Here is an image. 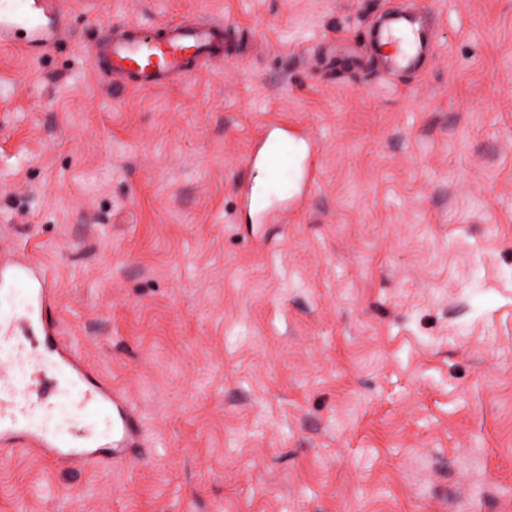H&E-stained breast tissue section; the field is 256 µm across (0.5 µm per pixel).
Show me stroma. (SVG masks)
I'll use <instances>...</instances> for the list:
<instances>
[{"mask_svg":"<svg viewBox=\"0 0 512 512\" xmlns=\"http://www.w3.org/2000/svg\"><path fill=\"white\" fill-rule=\"evenodd\" d=\"M0 46V253L153 455L0 458V512H512V0H58ZM436 54L379 75L370 27ZM224 25L188 79L113 80V28ZM305 132L299 205L243 209L263 129ZM371 39L383 65L393 71L420 69L432 57V37L414 12L390 14Z\"/></svg>","mask_w":512,"mask_h":512,"instance_id":"35a3bbf8","label":"stroma"}]
</instances>
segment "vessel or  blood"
Wrapping results in <instances>:
<instances>
[{
  "mask_svg": "<svg viewBox=\"0 0 512 512\" xmlns=\"http://www.w3.org/2000/svg\"><path fill=\"white\" fill-rule=\"evenodd\" d=\"M49 8V0H0V43L15 41L21 34L33 37ZM371 39L383 65L393 71L422 68L432 57V37L409 11L390 14ZM222 45L221 33L212 30L173 25L157 39L126 26L107 43L104 56L111 69L134 73L140 85H162L170 77L188 74L190 53H217ZM298 141V135L288 129L267 127L247 165L274 175L295 165ZM18 292L23 300L16 306L12 298ZM0 300L12 304L9 312L0 311V351L17 369L16 374L0 375V452L19 450L81 467L148 460L152 451L129 401L93 372L74 347L62 342L53 316L55 285L43 270L23 256L0 258ZM62 375L78 394L75 406L82 422L62 432H49L38 427L36 420L51 408ZM103 417L111 433L100 439L89 428Z\"/></svg>",
  "mask_w": 512,
  "mask_h": 512,
  "instance_id": "b4317fda",
  "label": "vessel or blood"
}]
</instances>
